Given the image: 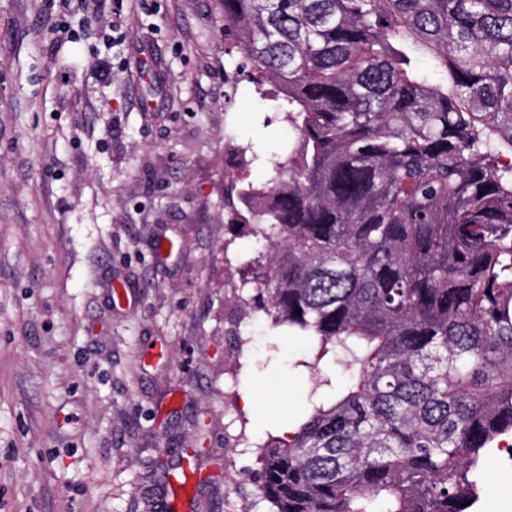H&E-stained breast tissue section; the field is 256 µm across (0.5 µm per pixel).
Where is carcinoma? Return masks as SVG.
<instances>
[{"label":"carcinoma","instance_id":"1","mask_svg":"<svg viewBox=\"0 0 512 512\" xmlns=\"http://www.w3.org/2000/svg\"><path fill=\"white\" fill-rule=\"evenodd\" d=\"M294 132L228 177L242 316L316 345L269 512H471L512 437V0H216ZM346 374L340 385L335 367Z\"/></svg>","mask_w":512,"mask_h":512}]
</instances>
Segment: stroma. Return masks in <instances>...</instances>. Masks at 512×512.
Here are the masks:
<instances>
[{
  "instance_id": "1",
  "label": "stroma",
  "mask_w": 512,
  "mask_h": 512,
  "mask_svg": "<svg viewBox=\"0 0 512 512\" xmlns=\"http://www.w3.org/2000/svg\"><path fill=\"white\" fill-rule=\"evenodd\" d=\"M80 19L66 41L53 0H0V512H268L256 445L303 417L312 352L260 317L228 336L253 242L225 245L224 194L291 129L227 86L214 0ZM474 512H512L506 452Z\"/></svg>"
}]
</instances>
